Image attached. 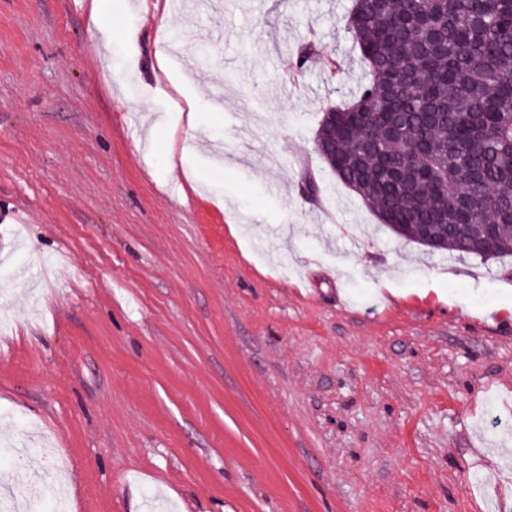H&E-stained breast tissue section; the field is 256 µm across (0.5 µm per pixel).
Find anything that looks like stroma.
Instances as JSON below:
<instances>
[{
	"label": "stroma",
	"instance_id": "1",
	"mask_svg": "<svg viewBox=\"0 0 512 512\" xmlns=\"http://www.w3.org/2000/svg\"><path fill=\"white\" fill-rule=\"evenodd\" d=\"M138 2L0 0V512H512V257L315 150L353 0Z\"/></svg>",
	"mask_w": 512,
	"mask_h": 512
}]
</instances>
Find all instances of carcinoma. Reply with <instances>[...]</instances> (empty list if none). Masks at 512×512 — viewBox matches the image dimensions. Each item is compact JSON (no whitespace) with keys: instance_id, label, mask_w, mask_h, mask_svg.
Segmentation results:
<instances>
[{"instance_id":"carcinoma-1","label":"carcinoma","mask_w":512,"mask_h":512,"mask_svg":"<svg viewBox=\"0 0 512 512\" xmlns=\"http://www.w3.org/2000/svg\"><path fill=\"white\" fill-rule=\"evenodd\" d=\"M345 30L365 78L323 112L319 157L400 237L458 258L512 255V3L354 0ZM316 56L308 45L289 66Z\"/></svg>"}]
</instances>
